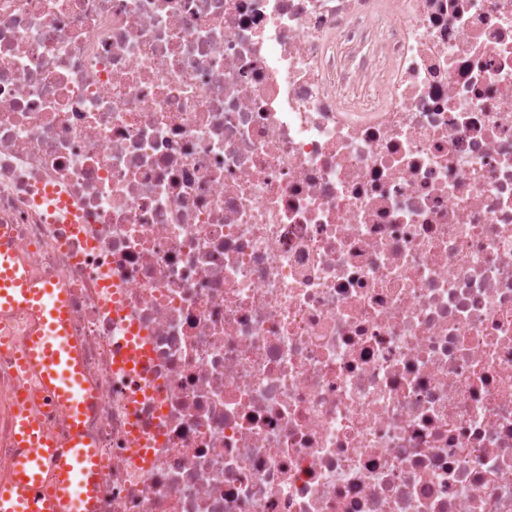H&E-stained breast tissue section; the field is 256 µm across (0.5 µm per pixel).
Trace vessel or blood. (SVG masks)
Listing matches in <instances>:
<instances>
[{
  "label": "vessel or blood",
  "instance_id": "obj_1",
  "mask_svg": "<svg viewBox=\"0 0 512 512\" xmlns=\"http://www.w3.org/2000/svg\"><path fill=\"white\" fill-rule=\"evenodd\" d=\"M28 309L36 320L24 362L41 377L48 407L69 413L66 443L46 436L26 409L15 422L18 446L14 478L0 487V512H97L95 496L101 472L95 449L85 435L83 420L98 402L83 383L79 349L69 335V313L59 283L31 278L14 257L10 236L0 228V313ZM150 361L143 340L125 336L119 363L137 370ZM52 472L55 486L46 489L44 472Z\"/></svg>",
  "mask_w": 512,
  "mask_h": 512
}]
</instances>
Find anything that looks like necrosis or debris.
<instances>
[{
  "label": "necrosis or debris",
  "mask_w": 512,
  "mask_h": 512,
  "mask_svg": "<svg viewBox=\"0 0 512 512\" xmlns=\"http://www.w3.org/2000/svg\"><path fill=\"white\" fill-rule=\"evenodd\" d=\"M1 224L67 290L99 512H512V0H0ZM33 325L0 484L19 404L64 431ZM136 332L133 327L129 329L128 334L125 336L121 343V351L119 364L122 368L128 371L138 370L142 366H146L150 361V349L147 344H144L145 336H138L136 342H133L132 334Z\"/></svg>",
  "instance_id": "4bbe7bcc"
}]
</instances>
